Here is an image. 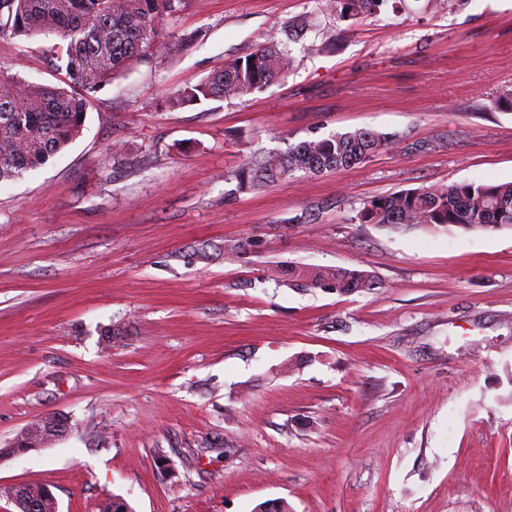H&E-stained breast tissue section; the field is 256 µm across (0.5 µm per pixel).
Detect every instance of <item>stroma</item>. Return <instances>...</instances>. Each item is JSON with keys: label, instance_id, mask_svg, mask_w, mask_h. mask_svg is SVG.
I'll return each mask as SVG.
<instances>
[{"label": "stroma", "instance_id": "1", "mask_svg": "<svg viewBox=\"0 0 512 512\" xmlns=\"http://www.w3.org/2000/svg\"><path fill=\"white\" fill-rule=\"evenodd\" d=\"M296 20L287 77L164 106ZM162 33L165 57L0 185V448L51 412L74 425L0 461V491L47 485L58 512H512V228L354 221L403 189L512 182V112L489 106L512 88V0L347 21L316 0H184ZM50 44L0 38V74L58 84ZM358 128L399 145L251 193L227 179L255 149ZM292 264L379 286L296 287Z\"/></svg>", "mask_w": 512, "mask_h": 512}]
</instances>
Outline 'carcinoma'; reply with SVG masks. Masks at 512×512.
<instances>
[{
  "instance_id": "1",
  "label": "carcinoma",
  "mask_w": 512,
  "mask_h": 512,
  "mask_svg": "<svg viewBox=\"0 0 512 512\" xmlns=\"http://www.w3.org/2000/svg\"><path fill=\"white\" fill-rule=\"evenodd\" d=\"M183 0H0V37L55 35L52 67L65 72L68 88L25 83L0 75V183L43 165L82 133L97 93L147 57L162 58L167 42L159 26L179 12ZM336 19L370 16L388 0H328ZM293 58L287 44L271 34L246 57L228 60L199 83L164 103L169 108L206 100H244L288 74ZM396 136L369 129L304 140L288 151H255L229 179L238 193L285 181L297 173L319 175L364 164L380 150L396 147ZM360 224L392 229L450 227L465 231L512 228V182H461L401 190L363 203ZM288 283L330 288L339 295L371 291L374 275L338 267L288 266Z\"/></svg>"
}]
</instances>
